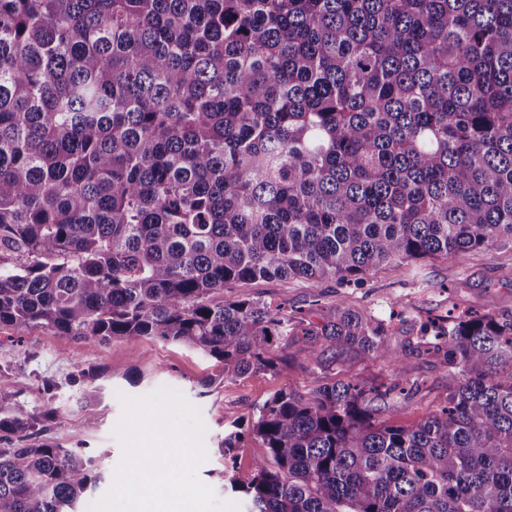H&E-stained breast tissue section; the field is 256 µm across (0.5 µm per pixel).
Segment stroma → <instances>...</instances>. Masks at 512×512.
Returning a JSON list of instances; mask_svg holds the SVG:
<instances>
[{
	"label": "stroma",
	"instance_id": "35a3bbf8",
	"mask_svg": "<svg viewBox=\"0 0 512 512\" xmlns=\"http://www.w3.org/2000/svg\"><path fill=\"white\" fill-rule=\"evenodd\" d=\"M225 297L260 298L290 308L343 301L389 321L386 345L395 350L420 341V327L448 313L478 311L512 316V241L476 250L466 256L426 258L378 267L358 284L329 281L319 285L304 280H257L224 291ZM283 362L278 373L256 372L235 381L218 382L220 365L198 351L148 338L104 344L75 340L45 327L20 329L0 324V378L26 380L21 401L41 412L55 408L57 418L42 437L48 443L94 457L101 479L87 493L95 502L111 488L123 450L112 431L123 415L117 392L143 396L162 386L182 392L196 405L207 428L206 461L200 479L224 502L238 503L248 512L246 498L224 486V458L217 446L225 427H248L253 405L279 389L310 394L319 386L342 379L347 367L363 378L382 382L388 372L382 361L358 358L353 365L339 361L325 370L314 369L300 344L277 349ZM413 376L422 385L416 393L381 413V420L410 426L419 422L448 390V373L438 358L427 354L409 357ZM96 368L99 397L86 402L84 370Z\"/></svg>",
	"mask_w": 512,
	"mask_h": 512
}]
</instances>
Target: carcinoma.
Returning a JSON list of instances; mask_svg holds the SVG:
<instances>
[{
    "label": "carcinoma",
    "mask_w": 512,
    "mask_h": 512,
    "mask_svg": "<svg viewBox=\"0 0 512 512\" xmlns=\"http://www.w3.org/2000/svg\"><path fill=\"white\" fill-rule=\"evenodd\" d=\"M512 240V0H0V324L196 349L278 372L310 311L224 289L349 282ZM448 393L382 320L303 332L390 382L280 389L224 432L250 512H512V316L422 327ZM56 417L0 398V512H78L92 457L26 445ZM264 453L228 470L246 437ZM409 361L412 375L425 383L421 385L419 391L406 399H401L396 406L379 415L380 420L393 425L416 424L448 390V372L438 358L414 352L410 355Z\"/></svg>",
    "instance_id": "cac0c4a2"
}]
</instances>
